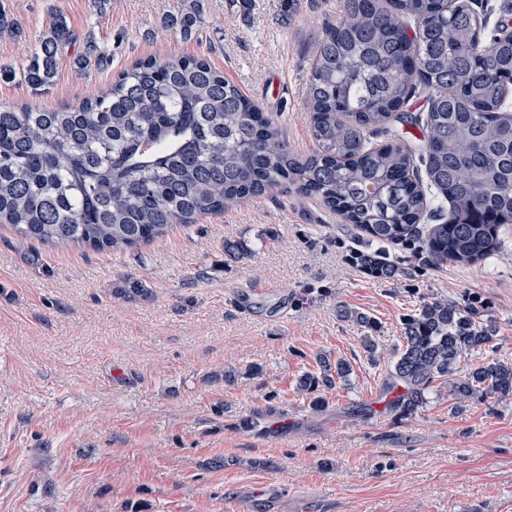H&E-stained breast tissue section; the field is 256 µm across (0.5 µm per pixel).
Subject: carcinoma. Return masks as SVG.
Here are the masks:
<instances>
[{
  "mask_svg": "<svg viewBox=\"0 0 512 512\" xmlns=\"http://www.w3.org/2000/svg\"><path fill=\"white\" fill-rule=\"evenodd\" d=\"M200 22L197 9L163 16L186 39ZM71 41L56 14L23 68L25 83L52 85ZM420 88L429 92L422 153L404 141L372 144L367 133L401 119ZM511 89L512 31L488 28L473 0H342L341 21L310 67L313 154L288 150L275 120L205 59H137L72 107L0 108V224L42 244L130 251L247 198L295 188L357 230L365 246L351 248V259L368 276L405 274L384 250L390 244L434 264L472 265L501 250L512 224ZM428 215L448 220L426 224ZM251 254L244 241L224 242L231 261ZM116 293L150 295L131 278ZM341 315L365 328L361 345L376 358L377 322L348 308ZM495 336L475 302L423 301L402 320L386 369L393 407L417 412L437 381L458 405L512 397V363L461 367ZM317 364L296 389L320 411L350 365L326 353Z\"/></svg>",
  "mask_w": 512,
  "mask_h": 512,
  "instance_id": "carcinoma-1",
  "label": "carcinoma"
}]
</instances>
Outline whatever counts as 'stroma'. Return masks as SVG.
<instances>
[{
	"mask_svg": "<svg viewBox=\"0 0 512 512\" xmlns=\"http://www.w3.org/2000/svg\"><path fill=\"white\" fill-rule=\"evenodd\" d=\"M195 4V38L163 26L164 12ZM0 12L20 28L0 34V67L22 69L54 14L77 35L49 88L0 81L2 106L58 109L134 60L198 56L274 117L291 151L314 149L310 62L340 0H252L244 12L239 0H0ZM87 35L107 61L82 72ZM503 239L466 266L392 247L408 274L382 281L349 262L353 227L294 190L131 252L1 227L0 512H512V398L459 409L437 384L424 408L399 415L385 365L340 315L373 317L389 355L423 300L477 301L497 334L469 362H512V228ZM228 240L252 257L225 261ZM128 278L150 297L117 295ZM324 352L351 374L317 412L296 381ZM252 364L260 374H246Z\"/></svg>",
	"mask_w": 512,
	"mask_h": 512,
	"instance_id": "1",
	"label": "stroma"
}]
</instances>
